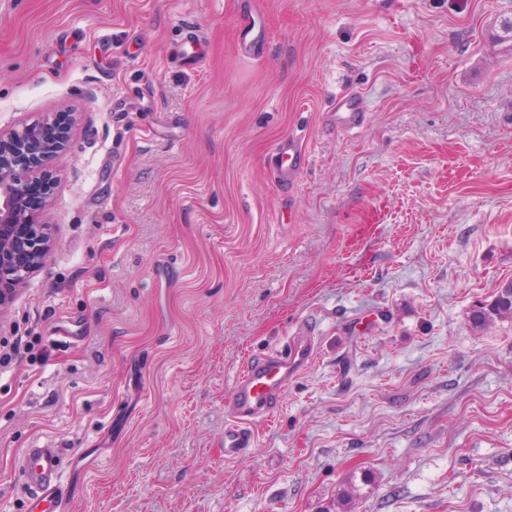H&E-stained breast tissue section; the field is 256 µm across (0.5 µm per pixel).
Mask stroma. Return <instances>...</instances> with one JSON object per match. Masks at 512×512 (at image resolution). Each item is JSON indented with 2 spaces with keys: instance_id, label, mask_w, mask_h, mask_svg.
<instances>
[{
  "instance_id": "stroma-1",
  "label": "stroma",
  "mask_w": 512,
  "mask_h": 512,
  "mask_svg": "<svg viewBox=\"0 0 512 512\" xmlns=\"http://www.w3.org/2000/svg\"><path fill=\"white\" fill-rule=\"evenodd\" d=\"M505 18L512 0H0V131L70 128L49 258L0 307L7 512L44 445L89 454L68 512H512V317L471 319L512 281ZM347 91L368 111L340 134ZM305 327L314 364L225 460L236 374ZM300 165V158L293 139L278 144L272 157V169L275 177L282 182L292 180Z\"/></svg>"
}]
</instances>
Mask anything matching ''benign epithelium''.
I'll list each match as a JSON object with an SVG mask.
<instances>
[{"label":"benign epithelium","mask_w":512,"mask_h":512,"mask_svg":"<svg viewBox=\"0 0 512 512\" xmlns=\"http://www.w3.org/2000/svg\"><path fill=\"white\" fill-rule=\"evenodd\" d=\"M58 114L48 112L43 120L0 133V307L10 303L26 279L49 256L45 226L25 206L29 182L39 179L53 190L47 169L51 158L66 147L67 135L58 131Z\"/></svg>","instance_id":"1"}]
</instances>
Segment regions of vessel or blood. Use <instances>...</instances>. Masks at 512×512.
<instances>
[{
  "label": "vessel or blood",
  "mask_w": 512,
  "mask_h": 512,
  "mask_svg": "<svg viewBox=\"0 0 512 512\" xmlns=\"http://www.w3.org/2000/svg\"><path fill=\"white\" fill-rule=\"evenodd\" d=\"M332 116L342 131L360 128L366 117L362 96L348 93L340 97ZM299 165L294 141L280 142L272 157L275 177L282 182L292 180ZM317 348V337L298 333L287 337L281 348L246 364L228 398L230 421L224 428L225 459L239 457L252 445L253 425L277 412L289 382L312 362ZM21 470L32 506L47 504L52 512H64L67 483L59 449L45 446L26 449Z\"/></svg>",
  "instance_id": "1"
}]
</instances>
